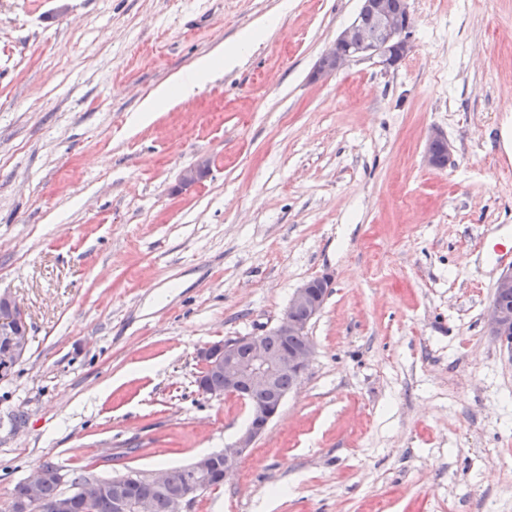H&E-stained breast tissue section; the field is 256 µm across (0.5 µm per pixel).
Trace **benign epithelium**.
<instances>
[{"label":"benign epithelium","instance_id":"benign-epithelium-1","mask_svg":"<svg viewBox=\"0 0 512 512\" xmlns=\"http://www.w3.org/2000/svg\"><path fill=\"white\" fill-rule=\"evenodd\" d=\"M375 20L372 28L360 23L363 16ZM414 20L410 10L398 14L391 10L389 0H360L356 18L334 41L333 45L319 58L313 77L331 75L342 70L356 58L369 59L385 70L397 69L412 52L409 32ZM427 164L438 170L454 165V160L446 138L439 132L433 133L426 146ZM209 160L199 159L194 165L183 170L181 182L191 185L198 182L207 172ZM331 278L322 275L314 277L292 294L288 306L278 318L275 326L255 336H237L214 342L197 353L204 369L224 376V390L209 389L202 380H197L198 388L206 395L220 397L224 394L245 397L256 390L265 392L266 401L249 407V422L238 439L224 450L202 456L192 465L194 479L177 486L172 495V512H184V508L207 487L204 479L211 470L212 460H224V473L233 471L246 450L266 431L272 419L287 396L279 390L277 381L286 373L300 385L313 357L314 347L309 345L296 349L283 347L273 356L267 341L271 337L288 341V337L308 333L312 319L322 310L331 288ZM512 289V269L501 274L497 280L492 298L485 308L483 323L485 333L499 339L512 349V308L499 299V293ZM305 317H299V313ZM30 343V326L25 312L17 299L0 293V380L9 378L22 361ZM52 479L60 483L67 475L60 470L48 469L42 465L33 468L25 479L29 489L26 500L11 499L7 512H31L43 484ZM102 484L89 480L73 488L57 500L55 512H71L75 495L88 500L97 496Z\"/></svg>","mask_w":512,"mask_h":512}]
</instances>
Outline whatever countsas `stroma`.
<instances>
[{
    "label": "stroma",
    "mask_w": 512,
    "mask_h": 512,
    "mask_svg": "<svg viewBox=\"0 0 512 512\" xmlns=\"http://www.w3.org/2000/svg\"><path fill=\"white\" fill-rule=\"evenodd\" d=\"M408 6L405 64L317 79L358 0H0V290L31 327L0 512L47 461L108 478L232 444L248 406L199 390L198 351L324 273L301 385L186 512H512V353L483 327L505 267L478 248L512 226V0ZM216 67V61L210 57L200 59L193 70L177 79L171 84H166L155 90L144 102L141 104L137 121L140 124L148 123L152 117L153 112L169 102L172 97L178 96L179 98H188L193 95L206 81L213 69ZM433 146L440 147V150L434 151L432 149ZM425 152L427 164L433 169L444 170L447 167L454 165V160L447 140L439 132H435L429 137Z\"/></svg>",
    "instance_id": "35a3bbf8"
}]
</instances>
